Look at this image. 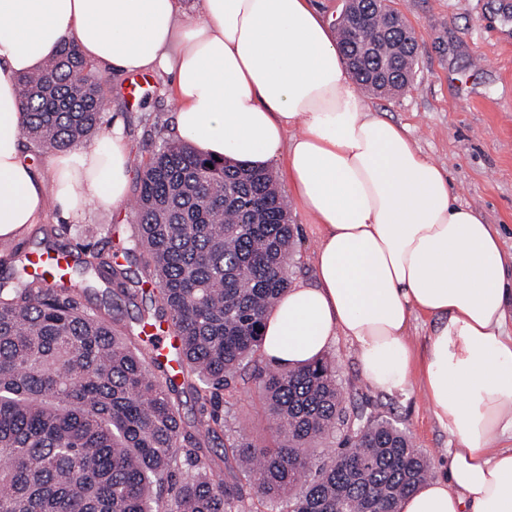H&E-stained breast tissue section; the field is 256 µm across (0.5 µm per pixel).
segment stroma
I'll list each match as a JSON object with an SVG mask.
<instances>
[{"label": "stroma", "mask_w": 512, "mask_h": 512, "mask_svg": "<svg viewBox=\"0 0 512 512\" xmlns=\"http://www.w3.org/2000/svg\"><path fill=\"white\" fill-rule=\"evenodd\" d=\"M500 0H394L418 37L417 75L396 96H371L376 114L406 126L416 147L448 172L462 204L473 208L486 223L496 225L504 250L512 251V52L499 42L512 36V12L499 8ZM108 107L102 128L122 120L132 165L127 202L112 210L86 207L78 219L64 220L54 204H47L40 223L13 238L0 237V279L11 272L10 256L36 248L46 231L59 229L60 243L69 252L78 244L104 242L110 224H131V203L139 194L137 161L147 159L162 139L170 137L176 104L165 73L149 76L150 86L140 100L125 94L128 76L101 70ZM288 218L295 231L291 282L313 283V252L317 230L309 224L295 200H288ZM80 303L101 311L120 330L135 328L141 310L116 290L98 289ZM336 367L346 408L367 406L394 423L431 461V476H443L451 446L447 431L436 422L419 383L387 394L368 385L360 374L356 353L344 337L324 352ZM243 369L224 392V429L206 441L203 450L225 485L242 488L248 502L259 495L238 462H225L224 448L243 441L269 444L271 431L257 385Z\"/></svg>", "instance_id": "stroma-1"}]
</instances>
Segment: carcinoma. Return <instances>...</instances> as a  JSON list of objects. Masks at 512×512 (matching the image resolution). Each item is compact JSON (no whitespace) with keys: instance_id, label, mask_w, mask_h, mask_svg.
I'll return each instance as SVG.
<instances>
[{"instance_id":"cac0c4a2","label":"carcinoma","mask_w":512,"mask_h":512,"mask_svg":"<svg viewBox=\"0 0 512 512\" xmlns=\"http://www.w3.org/2000/svg\"><path fill=\"white\" fill-rule=\"evenodd\" d=\"M417 47L405 16L379 0L347 5L337 22L338 51L370 94L404 90ZM16 82L33 147L72 150L99 128L107 99L76 41ZM138 168L136 224L118 241L140 255V277L87 246L51 288L27 255L0 283V512H245L242 489L224 485L200 449L224 427V390L249 363L274 445L232 444L224 459L245 465L260 496L280 512H397L430 472L406 434L363 407L347 415L322 356L288 371L256 362L294 252L272 172L169 140ZM99 280L131 304L154 283L161 305L124 336L81 307ZM157 324L177 337L175 375L144 337ZM178 374L196 378L209 409L192 425L179 413ZM330 436L333 458L315 462L310 449Z\"/></svg>"}]
</instances>
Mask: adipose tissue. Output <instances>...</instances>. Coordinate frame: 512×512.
<instances>
[{"label": "adipose tissue", "mask_w": 512, "mask_h": 512, "mask_svg": "<svg viewBox=\"0 0 512 512\" xmlns=\"http://www.w3.org/2000/svg\"><path fill=\"white\" fill-rule=\"evenodd\" d=\"M67 40L112 73L171 75L173 130L199 151L283 164L319 236L314 284L266 316L276 366L341 335L365 381L400 391L414 374L409 319L433 318L421 383L455 448L398 512H512V448L500 445L512 439V253L403 127L370 112L312 0H0V237L38 223L50 196L73 218L126 200L120 126L52 154L43 175L24 160L16 78Z\"/></svg>", "instance_id": "adipose-tissue-1"}]
</instances>
